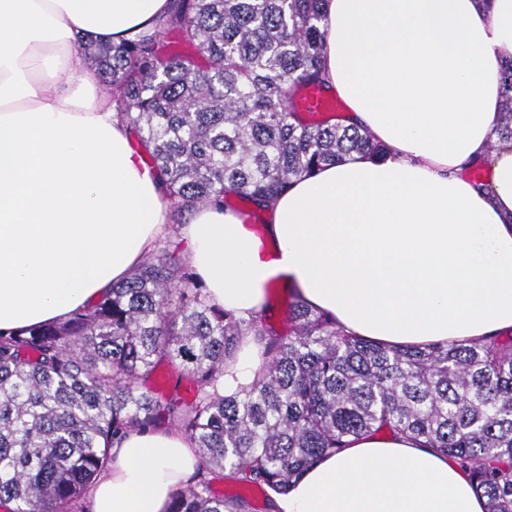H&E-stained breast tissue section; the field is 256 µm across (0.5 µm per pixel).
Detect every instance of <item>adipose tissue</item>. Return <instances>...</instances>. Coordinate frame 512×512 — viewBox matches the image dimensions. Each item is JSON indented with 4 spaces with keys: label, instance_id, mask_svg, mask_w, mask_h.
I'll list each match as a JSON object with an SVG mask.
<instances>
[{
    "label": "adipose tissue",
    "instance_id": "adipose-tissue-1",
    "mask_svg": "<svg viewBox=\"0 0 512 512\" xmlns=\"http://www.w3.org/2000/svg\"><path fill=\"white\" fill-rule=\"evenodd\" d=\"M170 0H0V329L65 321L123 282L164 233L169 202L131 146L112 94L78 51L154 27ZM323 77L349 119L389 149L296 181L268 213L280 253L262 262L240 215L200 209L174 241L210 303L241 318L272 270L311 309L396 347L512 331V142L496 140L512 0H325ZM487 157V189L462 175ZM244 339L222 394L252 383ZM90 512H167L196 472L167 425L126 434ZM275 512H485L446 457L392 435L316 463Z\"/></svg>",
    "mask_w": 512,
    "mask_h": 512
}]
</instances>
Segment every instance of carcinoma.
<instances>
[{"instance_id":"obj_1","label":"carcinoma","mask_w":512,"mask_h":512,"mask_svg":"<svg viewBox=\"0 0 512 512\" xmlns=\"http://www.w3.org/2000/svg\"><path fill=\"white\" fill-rule=\"evenodd\" d=\"M324 0H171L154 28L83 58L149 157L170 221L231 196L271 208L297 180L352 153L389 149L329 115L292 106L325 91ZM501 141L512 140V59L503 66ZM249 320L210 304L170 237L127 279L63 324L0 331V507L86 512L112 440L166 424L192 439L197 472L169 512H249L231 480L284 494L350 439H424L456 463L486 512H512V332L450 348L389 347L345 333L291 295ZM266 364L240 394L217 392L244 337Z\"/></svg>"}]
</instances>
